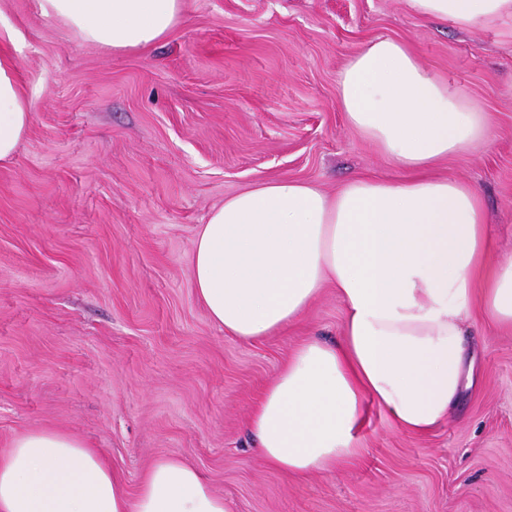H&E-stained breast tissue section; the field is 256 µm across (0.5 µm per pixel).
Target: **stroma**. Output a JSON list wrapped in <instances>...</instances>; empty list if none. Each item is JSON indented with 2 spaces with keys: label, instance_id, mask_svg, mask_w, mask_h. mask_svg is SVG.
Here are the masks:
<instances>
[{
  "label": "stroma",
  "instance_id": "1",
  "mask_svg": "<svg viewBox=\"0 0 512 512\" xmlns=\"http://www.w3.org/2000/svg\"><path fill=\"white\" fill-rule=\"evenodd\" d=\"M379 37L487 114L484 140L430 174L478 189L494 255L512 257L511 18L462 30L407 0H183L165 39L108 52L38 0H0V53L33 100L0 165V454L59 430L131 496L176 457L233 512H512V330L475 310L474 385L432 432L371 405L358 458L291 476L246 419L300 340H341L339 294L252 343L213 325L193 288L197 232L225 197L261 180L333 194L410 179L339 107L341 71Z\"/></svg>",
  "mask_w": 512,
  "mask_h": 512
}]
</instances>
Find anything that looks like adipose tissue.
I'll return each instance as SVG.
<instances>
[{"instance_id": "ef3b65f1", "label": "adipose tissue", "mask_w": 512, "mask_h": 512, "mask_svg": "<svg viewBox=\"0 0 512 512\" xmlns=\"http://www.w3.org/2000/svg\"><path fill=\"white\" fill-rule=\"evenodd\" d=\"M463 29L512 18V0H407ZM40 12L113 51L165 38L181 0H39ZM0 56V163L31 122L32 100ZM349 126L404 169H426L480 140L473 111L406 44L379 38L344 67ZM478 191L452 178L357 177L335 195L265 180L211 210L194 242L192 281L209 320L255 342L296 323L323 288L344 304L343 339L300 341L253 404L247 427L271 466L297 476L360 453L365 402L426 434L473 384L466 325L481 307L512 327V258H492ZM0 512H232L187 463H155L127 496L101 452L52 429L0 455Z\"/></svg>"}]
</instances>
